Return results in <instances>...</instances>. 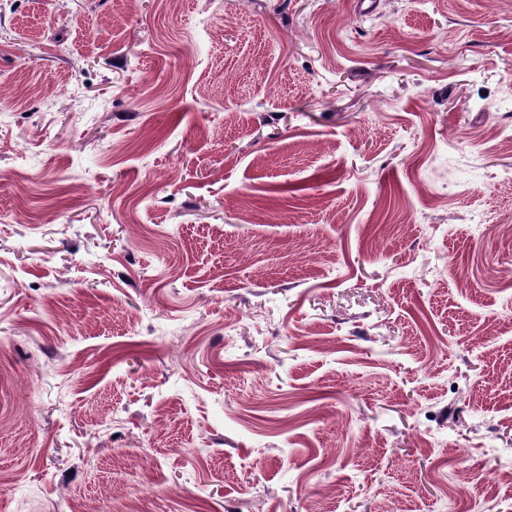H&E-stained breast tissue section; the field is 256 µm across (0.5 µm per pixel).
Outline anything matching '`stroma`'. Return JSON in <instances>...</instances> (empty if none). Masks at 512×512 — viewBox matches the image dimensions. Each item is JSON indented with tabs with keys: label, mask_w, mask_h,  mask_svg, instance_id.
<instances>
[{
	"label": "stroma",
	"mask_w": 512,
	"mask_h": 512,
	"mask_svg": "<svg viewBox=\"0 0 512 512\" xmlns=\"http://www.w3.org/2000/svg\"><path fill=\"white\" fill-rule=\"evenodd\" d=\"M512 0H0V512H512Z\"/></svg>",
	"instance_id": "1"
}]
</instances>
